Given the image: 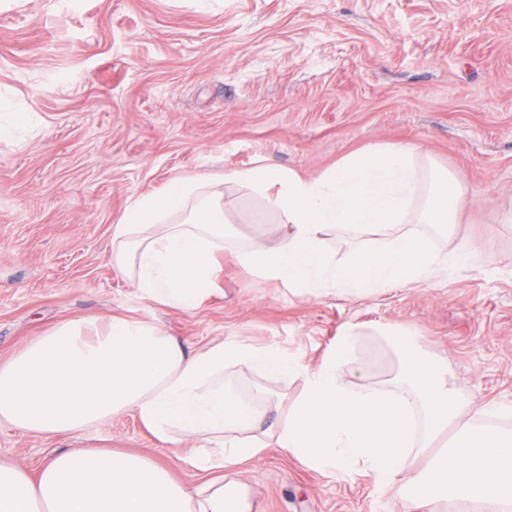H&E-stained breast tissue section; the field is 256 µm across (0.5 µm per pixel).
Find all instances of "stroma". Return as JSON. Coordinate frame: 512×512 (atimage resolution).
I'll list each match as a JSON object with an SVG mask.
<instances>
[{"instance_id":"obj_1","label":"stroma","mask_w":512,"mask_h":512,"mask_svg":"<svg viewBox=\"0 0 512 512\" xmlns=\"http://www.w3.org/2000/svg\"><path fill=\"white\" fill-rule=\"evenodd\" d=\"M32 127L0 142V362L56 325L121 314L182 341L242 336L318 363L363 327L354 384L395 374L382 325L446 357L455 388L512 422V0H0V115ZM412 145L461 176L451 238L475 250L432 287L371 298L306 297L257 285L223 254L220 289L184 313L145 300L109 262L112 226L171 179L258 163L305 177L352 155ZM224 206L246 234L282 227L234 184ZM247 402L300 382L238 366ZM76 448L148 456L194 486L191 445L158 441L131 414L76 435L0 425V460L37 475ZM253 512H402L396 488L343 481L279 449L234 473Z\"/></svg>"}]
</instances>
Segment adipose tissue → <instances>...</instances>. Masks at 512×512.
<instances>
[{"label":"adipose tissue","mask_w":512,"mask_h":512,"mask_svg":"<svg viewBox=\"0 0 512 512\" xmlns=\"http://www.w3.org/2000/svg\"><path fill=\"white\" fill-rule=\"evenodd\" d=\"M228 182L262 196L284 233L240 236L224 212ZM464 203L461 178L426 171L409 145L351 156L316 177L267 164L181 176L126 209L112 227L110 263L144 299L186 313L215 293L217 257L227 249L258 284L304 296L421 288L448 264H470V250L437 248L423 231L456 223ZM332 228L353 243L341 261L324 245ZM371 228L384 232L382 245L359 244ZM381 333L397 346L399 381L362 390L346 379L361 337L354 326L312 365L238 336L188 347L122 316L60 323L0 362V423L69 435L131 413L163 443L196 442L188 462L208 479L189 487L149 457L80 448L34 477L0 462V512H252L246 488L229 473L272 448L344 480L367 473L381 486L402 485L406 512H438L449 497L511 504L512 432L483 425L487 409L466 416L447 361L413 334ZM238 365L300 381V395L270 427L262 405L225 388V369Z\"/></svg>","instance_id":"adipose-tissue-1"}]
</instances>
